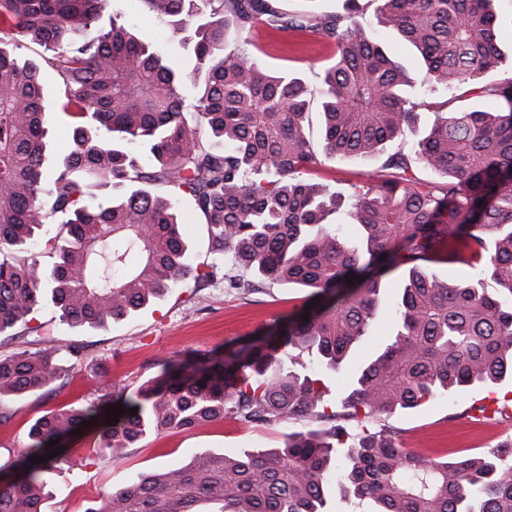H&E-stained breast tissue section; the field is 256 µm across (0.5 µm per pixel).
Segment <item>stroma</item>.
<instances>
[{"instance_id": "35a3bbf8", "label": "stroma", "mask_w": 512, "mask_h": 512, "mask_svg": "<svg viewBox=\"0 0 512 512\" xmlns=\"http://www.w3.org/2000/svg\"><path fill=\"white\" fill-rule=\"evenodd\" d=\"M375 0H362L361 23L411 74H419L421 62L395 28L378 24ZM106 15L123 16L141 35L166 56L176 58L184 68L193 65L192 54L183 48L178 35L159 26L147 16L136 0H108ZM236 42L264 68L286 71L301 77L309 86L312 130L320 128L321 70L329 64L334 48L320 37L299 32H280L260 25L236 32ZM62 80L52 69L42 71L48 102L47 138L52 148L64 146L71 133L70 119L62 108L59 90ZM421 126L430 125L436 114L463 105L485 110L498 108L494 97L477 98L462 90L450 94L424 93ZM370 169L355 160L324 162L310 173L315 182L330 190L348 194L353 186L369 181ZM400 281L398 272L386 278L384 290L369 337L357 348L349 363L327 381L328 407L352 372L369 359L390 331L392 307ZM308 289L291 284L267 282L255 290L227 291L220 280H187L137 312L129 320L103 328H71L51 308L36 311L28 325L14 335L0 339V354L20 350L37 351L49 340L74 342L81 357L59 380V392L0 402V465L9 466L28 442L30 425L46 412L61 405L81 406L106 393L108 386L133 391L151 378L160 360L187 351H209L260 335L276 320L297 314L309 304ZM484 397L480 391L445 395L413 409H396L376 417L373 429L396 432L401 447L426 458L488 453L504 438L512 437V410L494 418H481L477 407ZM310 419L276 423L244 422L232 417L207 422L189 429L148 435L124 459L105 462L99 458L97 426L61 443L65 460L59 471L48 474L42 512H85L104 497L130 484L139 473L175 468L203 451L229 457L248 448H276L287 434L314 428Z\"/></svg>"}]
</instances>
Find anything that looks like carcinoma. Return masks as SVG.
<instances>
[{"label":"carcinoma","instance_id":"carcinoma-1","mask_svg":"<svg viewBox=\"0 0 512 512\" xmlns=\"http://www.w3.org/2000/svg\"><path fill=\"white\" fill-rule=\"evenodd\" d=\"M107 0H0V336L45 306L70 327H103L134 316L194 273L224 287L265 281L311 289L309 321L296 315L263 335L222 350L185 352L158 363L136 391H111L62 407L30 426L28 443L0 484V512H41L49 440H62L103 406L136 407L98 431L99 456L119 459L145 437L222 420L309 418L325 426L295 432L281 448L236 457L205 451L186 465L139 474L86 512H195L201 499L220 512H327L331 491L372 512H512V439L489 454L450 461L401 448L369 422L469 387L493 389L512 375V80L487 88L496 70L495 0H377L379 19L420 55L415 79L355 17L289 15L272 0H139L161 25L184 34L194 66L182 70L137 37ZM263 24L321 36L336 48L320 74L322 139L306 133L310 91L271 72L233 42ZM37 43L62 79L71 145L53 172L41 65L22 59ZM426 88L472 86L505 109L444 112L419 133ZM196 89L192 104L183 90ZM415 139L353 187L349 217L358 241L325 223L336 195L306 174L329 159H377ZM421 165L444 181L417 187ZM109 183L130 192L88 204ZM202 214L213 261L187 262L176 198ZM45 248V264L34 247ZM478 270L445 281L433 262ZM402 271L384 345L352 378L341 410L326 413L322 376L336 373L369 333L384 277ZM356 276L359 281L347 282ZM496 287L488 291V285ZM53 344L0 355V401L57 389ZM299 350L318 371L285 364Z\"/></svg>","mask_w":512,"mask_h":512}]
</instances>
